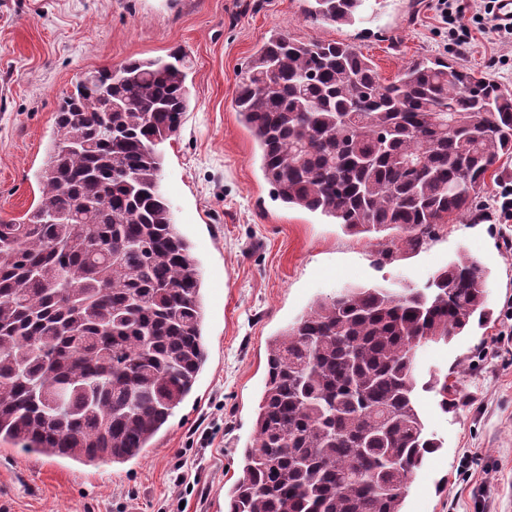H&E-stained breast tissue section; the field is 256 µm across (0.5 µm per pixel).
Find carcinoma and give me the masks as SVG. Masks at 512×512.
Masks as SVG:
<instances>
[{
    "label": "carcinoma",
    "mask_w": 512,
    "mask_h": 512,
    "mask_svg": "<svg viewBox=\"0 0 512 512\" xmlns=\"http://www.w3.org/2000/svg\"><path fill=\"white\" fill-rule=\"evenodd\" d=\"M352 25L365 0H306ZM87 73L61 99L40 196L0 220V441L79 463L124 464L153 444L207 361L191 242L159 190V145L189 110L180 50ZM121 111L101 131L98 89ZM236 111L273 196L353 234L420 248L512 156V90L441 58L386 84L355 46L276 32L241 74ZM79 139L89 148L67 151ZM56 213H71L57 224ZM489 271L467 254L421 288H346L267 347L256 437L226 512H404L440 444L418 388L448 408V379L418 382L425 336L448 343L490 315Z\"/></svg>",
    "instance_id": "1"
}]
</instances>
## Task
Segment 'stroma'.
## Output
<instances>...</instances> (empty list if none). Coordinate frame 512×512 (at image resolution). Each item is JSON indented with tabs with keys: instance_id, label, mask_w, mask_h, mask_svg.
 Masks as SVG:
<instances>
[{
	"instance_id": "stroma-1",
	"label": "stroma",
	"mask_w": 512,
	"mask_h": 512,
	"mask_svg": "<svg viewBox=\"0 0 512 512\" xmlns=\"http://www.w3.org/2000/svg\"><path fill=\"white\" fill-rule=\"evenodd\" d=\"M305 0H0V219L39 198L37 174L63 93L89 71L129 59L187 55L191 105L161 144L160 190L194 245L203 282L209 360L194 392L152 448L122 465H85L0 445V512H225L254 438L267 343L316 299L351 286L424 285L468 253L487 265L491 317L449 343L417 353V374L448 375L455 405L419 391L440 447L418 471L405 512H512V221L490 203L512 181V159L488 176L480 223L438 225L419 251L376 234L353 235L332 218L285 207L238 120L240 72L273 30L298 41L355 45L393 81L422 56H439L512 89V42L472 24L460 50L435 0H366L352 25L315 22ZM392 248L390 262L377 264ZM184 473L194 489L177 481Z\"/></svg>"
}]
</instances>
